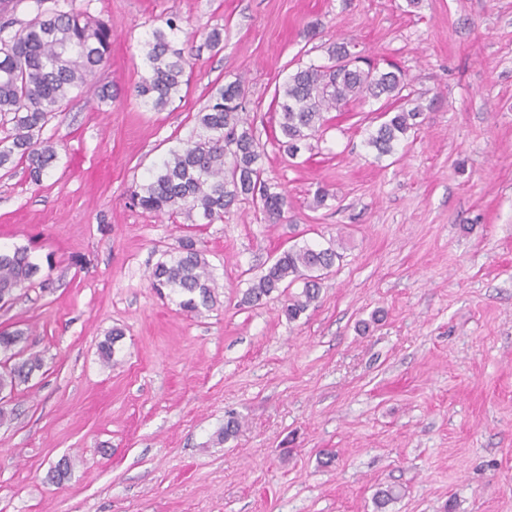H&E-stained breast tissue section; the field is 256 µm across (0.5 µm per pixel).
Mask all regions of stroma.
Returning a JSON list of instances; mask_svg holds the SVG:
<instances>
[{
    "label": "stroma",
    "mask_w": 512,
    "mask_h": 512,
    "mask_svg": "<svg viewBox=\"0 0 512 512\" xmlns=\"http://www.w3.org/2000/svg\"><path fill=\"white\" fill-rule=\"evenodd\" d=\"M60 6L111 26L97 78L113 97L50 119L57 159L40 183L0 170V245L41 268L0 304V330H23L42 359L0 401V512H512V0ZM173 11L197 32L193 59L180 98L155 112L136 95L142 46ZM343 40L397 63L424 121L380 158L366 145L380 120L355 104L288 157L275 92ZM232 82L264 179L288 190L283 218L238 203L203 224L133 205ZM188 236L216 282L198 316L148 281ZM295 243L338 253L317 301L286 319L298 281L243 303ZM116 328L110 363L98 345ZM232 416L239 432L217 443ZM388 488L396 499L377 508Z\"/></svg>",
    "instance_id": "stroma-1"
}]
</instances>
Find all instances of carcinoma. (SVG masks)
Segmentation results:
<instances>
[{
  "instance_id": "cac0c4a2",
  "label": "carcinoma",
  "mask_w": 512,
  "mask_h": 512,
  "mask_svg": "<svg viewBox=\"0 0 512 512\" xmlns=\"http://www.w3.org/2000/svg\"><path fill=\"white\" fill-rule=\"evenodd\" d=\"M46 0H35L37 12L23 27L14 30L0 22V117H10L11 128L0 137V169L15 161L28 163L32 181L42 179L57 157L54 147L35 138L76 92H88L104 101L112 98L105 85L94 82L112 47V29L85 12L46 8ZM178 27L169 18L152 29L145 42L148 75L137 86L145 107L164 110L180 92L190 54L178 46ZM332 65L311 64L288 76L278 91L277 107L282 140L278 144L295 156L300 143L317 135L324 113L343 111L352 103L370 100L401 101L407 87L404 73L394 64L383 69L363 59L364 66L351 63L354 53L348 43L329 51ZM422 107L389 108L382 122L369 134L367 146L378 156L390 155L409 130L419 125ZM241 84L233 82L196 113V134L169 153L148 180L135 186L130 198L158 215L197 214L207 224L224 218V212L241 200H249L268 218L278 220L288 208V192L262 178L261 153ZM338 257L333 247L295 244L281 252L244 293V302L254 303L277 292L284 284L301 280V295L282 308L290 321L297 319L319 296L320 272L330 269ZM40 267L29 251L0 250V300L13 298L38 274ZM150 286L164 288L182 297L180 306L199 315L213 305L214 279L204 251L192 237L181 240L177 254L159 260L149 274ZM122 336L112 331L99 344L101 357L115 361V343ZM23 333L0 332V351L10 353L14 363L0 366V390H13L41 366L36 355L22 357L16 346Z\"/></svg>"
}]
</instances>
